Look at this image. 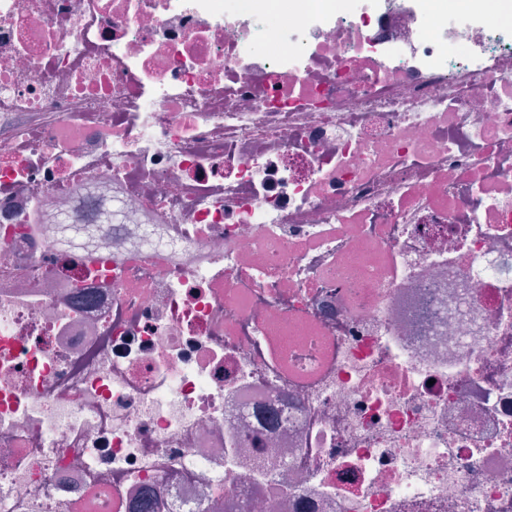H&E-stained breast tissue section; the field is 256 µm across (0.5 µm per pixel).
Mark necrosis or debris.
Here are the masks:
<instances>
[{"instance_id":"obj_1","label":"necrosis or debris","mask_w":512,"mask_h":512,"mask_svg":"<svg viewBox=\"0 0 512 512\" xmlns=\"http://www.w3.org/2000/svg\"><path fill=\"white\" fill-rule=\"evenodd\" d=\"M454 2L0 0V512H512V0Z\"/></svg>"}]
</instances>
